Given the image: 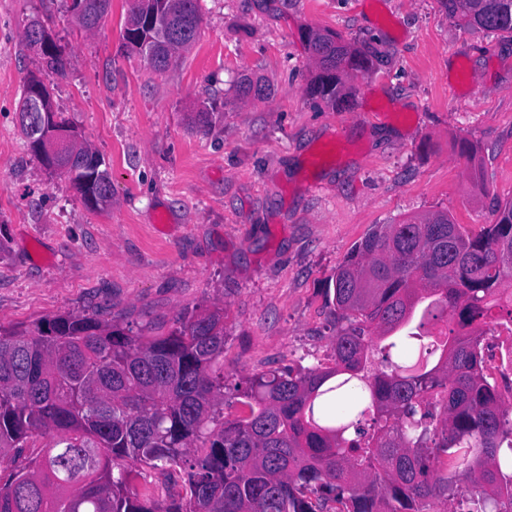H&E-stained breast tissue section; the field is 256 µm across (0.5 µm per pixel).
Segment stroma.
<instances>
[{
	"mask_svg": "<svg viewBox=\"0 0 512 512\" xmlns=\"http://www.w3.org/2000/svg\"><path fill=\"white\" fill-rule=\"evenodd\" d=\"M129 8L86 30L66 0H0V325L72 314L164 336L222 306L232 418L246 377L332 365L325 284L376 225L443 210L475 235L512 200V36L439 0H200L196 41L159 73L123 45ZM35 18L66 61L54 107L111 174L107 209L20 132L23 87L47 76ZM304 28L371 54L346 102L307 93Z\"/></svg>",
	"mask_w": 512,
	"mask_h": 512,
	"instance_id": "stroma-1",
	"label": "stroma"
}]
</instances>
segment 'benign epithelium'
Segmentation results:
<instances>
[{"instance_id": "obj_1", "label": "benign epithelium", "mask_w": 512, "mask_h": 512, "mask_svg": "<svg viewBox=\"0 0 512 512\" xmlns=\"http://www.w3.org/2000/svg\"><path fill=\"white\" fill-rule=\"evenodd\" d=\"M28 35L31 46L40 55L48 56L53 52L54 40L40 20L34 19L30 22ZM50 112L49 99L36 82H30L18 104L19 122L29 127L32 141L52 167L67 168L75 162V155L71 153V146L76 140L74 131L60 129L47 122L40 127L32 125L33 115L46 118Z\"/></svg>"}]
</instances>
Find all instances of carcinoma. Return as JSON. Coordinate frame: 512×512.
<instances>
[{
	"label": "carcinoma",
	"instance_id": "obj_1",
	"mask_svg": "<svg viewBox=\"0 0 512 512\" xmlns=\"http://www.w3.org/2000/svg\"><path fill=\"white\" fill-rule=\"evenodd\" d=\"M439 2L460 26L512 34V0ZM155 7L168 22L129 19L122 38L162 71L196 40L200 5ZM302 39L316 63L306 91L344 100L368 58L336 34ZM44 61L66 76L61 51ZM98 161L82 143L66 173L88 205ZM511 279L512 200L477 235L446 211L375 228L327 282L334 365L246 378L233 419L222 307L153 338L72 314L0 327V512H431L455 499L512 512V407L478 353L512 318ZM378 343L380 370L368 367ZM130 458L185 495L160 505L139 492Z\"/></svg>",
	"mask_w": 512,
	"mask_h": 512
}]
</instances>
